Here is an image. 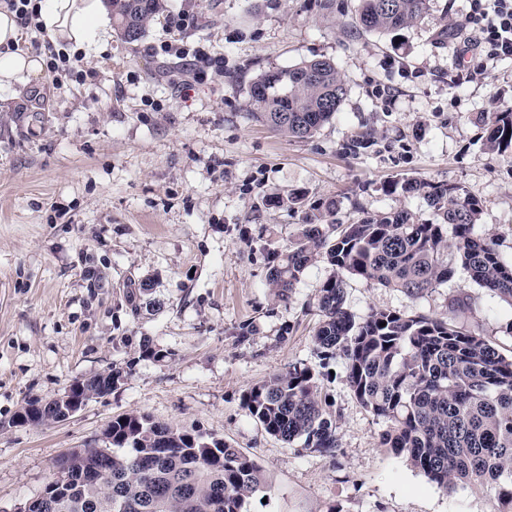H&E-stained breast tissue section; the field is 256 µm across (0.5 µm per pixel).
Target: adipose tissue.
I'll return each mask as SVG.
<instances>
[{
    "instance_id": "obj_1",
    "label": "adipose tissue",
    "mask_w": 512,
    "mask_h": 512,
    "mask_svg": "<svg viewBox=\"0 0 512 512\" xmlns=\"http://www.w3.org/2000/svg\"><path fill=\"white\" fill-rule=\"evenodd\" d=\"M39 20L57 49L96 55L106 51L110 36L102 0H41ZM23 29L13 12L0 11V91L38 80L42 56L21 47Z\"/></svg>"
}]
</instances>
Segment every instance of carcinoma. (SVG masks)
Returning a JSON list of instances; mask_svg holds the SVG:
<instances>
[{
  "label": "carcinoma",
  "instance_id": "1",
  "mask_svg": "<svg viewBox=\"0 0 512 512\" xmlns=\"http://www.w3.org/2000/svg\"><path fill=\"white\" fill-rule=\"evenodd\" d=\"M428 2L360 0L356 23L392 34L421 19ZM111 6L129 43L144 38L165 11L164 0H112ZM346 94L332 59H304L255 77L250 116L292 137H312L336 117ZM476 120L488 150L512 149L511 103L499 101ZM372 145L366 130L348 149L358 154ZM387 192L424 196L435 220L400 208L334 224L328 217L336 202L326 200L304 210L288 248L268 253L267 283L279 302L291 299L308 266L323 261L333 269L315 295L318 366H288L251 386L243 404L270 436L333 456L336 412L324 379L330 361L339 360L356 400L386 424L380 447L405 456L442 489L478 485L492 495L496 512H512V350L460 325L457 298L440 318L374 309L359 319L345 305L350 278L418 298L460 267L512 306V262L503 259L494 235L475 231L482 202L465 187L408 178ZM122 377L115 368L81 385L99 395ZM107 437L109 448H79L58 459L55 468L64 475L86 467L102 476L73 486L71 497L47 512H247L264 486L262 468L240 449L145 415L114 418Z\"/></svg>",
  "mask_w": 512,
  "mask_h": 512
}]
</instances>
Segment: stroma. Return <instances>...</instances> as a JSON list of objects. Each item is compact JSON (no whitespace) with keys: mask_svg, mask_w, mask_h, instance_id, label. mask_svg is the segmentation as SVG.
<instances>
[{"mask_svg":"<svg viewBox=\"0 0 512 512\" xmlns=\"http://www.w3.org/2000/svg\"><path fill=\"white\" fill-rule=\"evenodd\" d=\"M359 0H168L147 36L113 33L84 58L96 77L59 94L48 79L0 94V512H20L75 448H105L124 414H144L231 443L262 467L266 486L248 512H494L486 490L448 492L405 457L379 446L385 428L355 399L341 362L326 383L339 415L327 456L270 435L241 397L296 363L315 364L312 308L330 276L309 266L289 302L266 284L270 250L288 246L302 215L266 198L300 192L335 200L337 221L406 208L424 196L386 193L419 178L458 183L481 199L477 233L494 234L512 261V152L484 150L477 113L512 95V58L469 78L470 0H430L397 36L355 27ZM191 24L170 28L169 15ZM447 40H440V28ZM180 41L222 59L189 92ZM331 58L347 95L333 123L296 139L251 120L249 87L261 72ZM374 129L365 153L350 139ZM150 304L133 309L141 284ZM467 297L465 324L512 347V306L465 271L418 299L359 279L346 286L358 317L377 308L448 313ZM249 341L237 340L242 323ZM150 340L158 359L140 355ZM119 368L112 390L67 420L19 425L28 401L50 402L75 382Z\"/></svg>","mask_w":512,"mask_h":512,"instance_id":"1","label":"stroma"}]
</instances>
